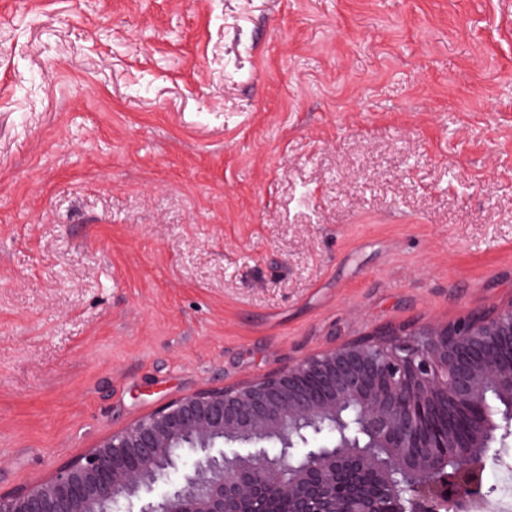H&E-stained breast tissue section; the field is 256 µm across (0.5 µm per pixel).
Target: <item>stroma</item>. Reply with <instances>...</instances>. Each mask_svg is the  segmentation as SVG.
Here are the masks:
<instances>
[{
  "label": "stroma",
  "instance_id": "stroma-1",
  "mask_svg": "<svg viewBox=\"0 0 512 512\" xmlns=\"http://www.w3.org/2000/svg\"><path fill=\"white\" fill-rule=\"evenodd\" d=\"M509 301L512 0H0V491Z\"/></svg>",
  "mask_w": 512,
  "mask_h": 512
}]
</instances>
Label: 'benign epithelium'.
Instances as JSON below:
<instances>
[{
    "label": "benign epithelium",
    "mask_w": 512,
    "mask_h": 512,
    "mask_svg": "<svg viewBox=\"0 0 512 512\" xmlns=\"http://www.w3.org/2000/svg\"><path fill=\"white\" fill-rule=\"evenodd\" d=\"M512 426V301L382 328L173 400L0 512H439L484 497Z\"/></svg>",
    "instance_id": "1"
}]
</instances>
